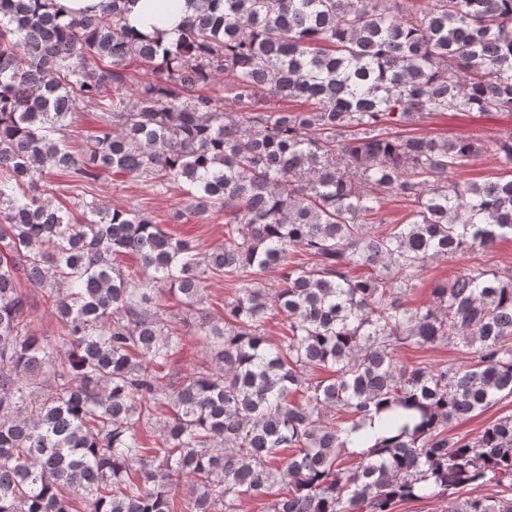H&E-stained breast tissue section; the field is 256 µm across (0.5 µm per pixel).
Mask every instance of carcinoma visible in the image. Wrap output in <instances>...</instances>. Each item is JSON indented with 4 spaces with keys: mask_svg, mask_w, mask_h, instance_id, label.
I'll list each match as a JSON object with an SVG mask.
<instances>
[{
    "mask_svg": "<svg viewBox=\"0 0 512 512\" xmlns=\"http://www.w3.org/2000/svg\"><path fill=\"white\" fill-rule=\"evenodd\" d=\"M128 3L63 23L55 0H0V512H512L447 497L512 490V414L448 437L512 398V275L469 266L405 302L434 260L512 239V178L441 182L485 154L512 174V135L391 131L512 112V0H199L167 45L133 37ZM80 111L100 127L74 149ZM51 173L180 189L174 220L224 215V246L202 254L134 208L76 216L47 198ZM386 195L411 203L407 223L385 225ZM210 274L236 285L221 316ZM23 280L57 335L33 333ZM166 294L189 316L165 318ZM188 332L207 359L181 373ZM450 340L470 363L397 355ZM376 417L388 436L344 469ZM512 413V398L501 401L498 405L488 409L481 414L475 413L469 419L456 422L449 427V436H467L470 438L476 437L483 428L495 418Z\"/></svg>",
    "mask_w": 512,
    "mask_h": 512,
    "instance_id": "1",
    "label": "carcinoma"
}]
</instances>
